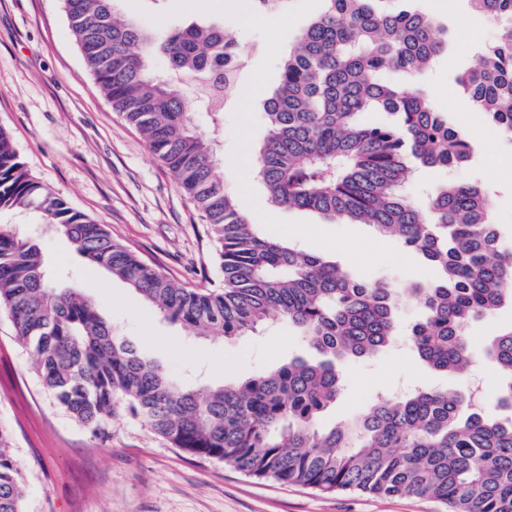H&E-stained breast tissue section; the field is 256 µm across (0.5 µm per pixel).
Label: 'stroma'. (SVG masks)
Here are the masks:
<instances>
[{
  "label": "stroma",
  "mask_w": 512,
  "mask_h": 512,
  "mask_svg": "<svg viewBox=\"0 0 512 512\" xmlns=\"http://www.w3.org/2000/svg\"><path fill=\"white\" fill-rule=\"evenodd\" d=\"M248 0H116L118 17L152 28H180L191 21L219 22L242 47L244 58L234 96L212 115L199 89L184 84L192 122L221 160L225 188L253 223L312 253L336 255L353 277L408 284L432 279L434 270L371 225L329 220L310 211L272 206L254 172L253 149L266 134L264 100L279 77L291 44H278V27L299 36L321 0H289L285 9L260 14ZM418 8L448 27V53L415 78L388 73L389 81L431 94L433 106L471 142L473 159L443 172L416 167L403 193L425 208L428 192L453 179L490 191L491 218L512 244V141L460 97L455 72L471 61L470 42L500 35L496 23L472 11L468 0H417ZM0 128L21 162L44 188L106 226L113 239L176 283L213 288L220 283L216 245L198 208L140 132L113 110L85 65L62 0H0ZM47 262L97 302L103 314L141 353L177 380L215 386L255 377L296 356L306 344L283 320L260 332L214 343L156 313L134 290L93 270L69 242L45 233ZM108 280L102 289L100 280ZM512 325V306L472 322L467 330L474 363L463 376L425 368L397 340L379 354L346 363L343 390L321 419L346 422L380 396L414 387L483 393L494 408L488 339ZM0 428L9 435L27 486L23 512H445L418 497L383 498L360 492L323 494L308 487L257 480L224 465L172 447L142 422L116 414L104 434L72 420L41 386L27 352L0 312Z\"/></svg>",
  "instance_id": "35a3bbf8"
}]
</instances>
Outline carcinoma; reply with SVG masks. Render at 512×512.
<instances>
[{"label": "carcinoma", "instance_id": "1", "mask_svg": "<svg viewBox=\"0 0 512 512\" xmlns=\"http://www.w3.org/2000/svg\"><path fill=\"white\" fill-rule=\"evenodd\" d=\"M115 0H63L70 30L96 82L145 139L211 226L222 283L186 288L112 239L24 170L0 130V210H37L91 266L123 280L156 312L212 340L259 332L273 316L313 350L240 385L203 390L171 378L120 336L83 289L49 271L40 238L0 224V310L58 406L97 432L119 405L175 448L218 459L255 479L322 493L413 495L448 512H512V418L499 420L447 390L382 397L351 422L320 429L342 388L341 365L392 345L402 307L420 316L408 338L431 369L468 370L466 328L512 303V251L479 183L444 181L427 210L403 195L415 166L446 170L472 158L471 143L422 94L381 75L414 76L448 49V30L417 10L380 0H322L263 103L266 135L255 168L270 202L370 224L434 268L399 286L352 277L333 257L264 234L224 187L209 144L191 122L181 84L200 89L217 115L231 97L240 52L216 23L171 32L116 16ZM501 26L454 81L467 101L512 138V0H468ZM163 54L171 76L157 77ZM367 110L398 116L365 125ZM486 356L504 375L497 406L512 411V328ZM26 486L0 429V512H22Z\"/></svg>", "mask_w": 512, "mask_h": 512}]
</instances>
